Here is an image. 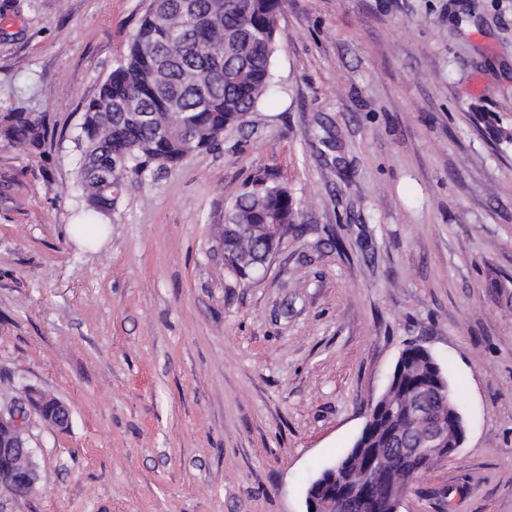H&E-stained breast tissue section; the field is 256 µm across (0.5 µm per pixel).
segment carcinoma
<instances>
[{
    "label": "carcinoma",
    "instance_id": "obj_1",
    "mask_svg": "<svg viewBox=\"0 0 512 512\" xmlns=\"http://www.w3.org/2000/svg\"><path fill=\"white\" fill-rule=\"evenodd\" d=\"M284 0H150L129 50L84 106L74 147L76 184L88 223L102 231L123 176L140 179L188 154L215 147L224 130L242 126L275 91V18ZM49 137L45 117L20 102L0 113V145L39 148ZM299 213L288 189L257 178L224 214V261L241 279L251 261L278 249ZM430 357L409 344L389 393L402 405L413 376Z\"/></svg>",
    "mask_w": 512,
    "mask_h": 512
}]
</instances>
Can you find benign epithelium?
Instances as JSON below:
<instances>
[{
  "label": "benign epithelium",
  "mask_w": 512,
  "mask_h": 512,
  "mask_svg": "<svg viewBox=\"0 0 512 512\" xmlns=\"http://www.w3.org/2000/svg\"><path fill=\"white\" fill-rule=\"evenodd\" d=\"M430 397L448 400V386L433 370L431 383L417 388L405 408L389 402L383 395L374 400L366 414L362 433H369L378 414L383 410H399L419 418L414 431L402 434L392 431L385 441L392 442L388 453H398L399 462H416L417 469L429 468L436 460L451 456L465 439V427L460 413L450 407L448 417H437L426 406ZM37 412L42 420L56 428L69 425L70 413L66 406L45 396L36 389H27L22 403H13L0 409V462L4 464L6 485L15 495H28L39 481L33 449L26 436L25 419L28 412ZM357 453L363 456V473L354 482L345 479L346 464L334 462L320 472L310 483L305 497L306 512H400L404 498L413 482L399 483L375 461L383 457L379 448L368 447V439L357 443Z\"/></svg>",
  "instance_id": "1"
}]
</instances>
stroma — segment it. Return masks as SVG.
Returning a JSON list of instances; mask_svg holds the SVG:
<instances>
[{"mask_svg":"<svg viewBox=\"0 0 512 512\" xmlns=\"http://www.w3.org/2000/svg\"><path fill=\"white\" fill-rule=\"evenodd\" d=\"M149 2L0 0V109L50 130L0 148V398L71 411L29 418L0 512H305L412 342L466 435L402 512H512V0H286L277 94L82 244L73 139ZM259 177L300 219L242 280L220 227ZM29 410L56 428H66L70 420L66 406L33 388L27 389L23 403L15 402L6 410L0 409V462L4 464L6 485L15 495L30 494L39 481L33 449L26 436L25 419Z\"/></svg>","mask_w":512,"mask_h":512,"instance_id":"obj_1","label":"stroma"}]
</instances>
